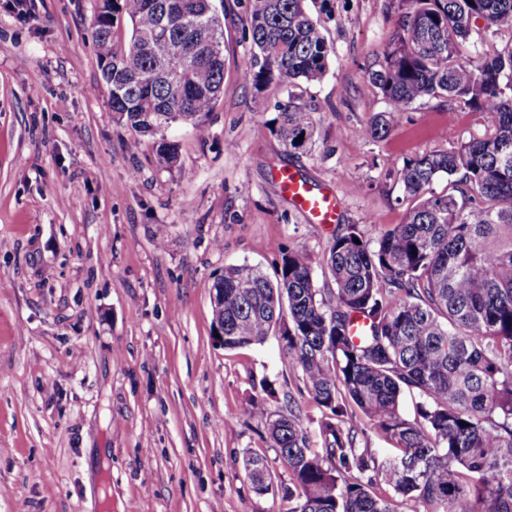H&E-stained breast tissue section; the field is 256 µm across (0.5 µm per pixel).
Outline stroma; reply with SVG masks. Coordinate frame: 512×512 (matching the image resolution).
Returning a JSON list of instances; mask_svg holds the SVG:
<instances>
[{"label": "stroma", "mask_w": 512, "mask_h": 512, "mask_svg": "<svg viewBox=\"0 0 512 512\" xmlns=\"http://www.w3.org/2000/svg\"><path fill=\"white\" fill-rule=\"evenodd\" d=\"M248 0L224 17V96L202 123L155 140L112 119L92 38L96 0H0V512H286L244 481L264 422L292 408L320 448L323 410L277 336L227 350L211 287L225 267L274 274L293 248L321 264L342 224L368 240L401 223L403 162L469 141L485 116L448 117L426 98L384 140L358 136L386 109L365 75L382 57L398 0H307L335 47L316 82L291 92L314 143L273 131L277 86L240 81ZM290 167L337 192L341 224H314L274 177ZM233 426H225V416Z\"/></svg>", "instance_id": "obj_1"}]
</instances>
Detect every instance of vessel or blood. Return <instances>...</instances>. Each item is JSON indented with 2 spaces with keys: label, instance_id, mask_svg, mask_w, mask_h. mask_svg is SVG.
Returning a JSON list of instances; mask_svg holds the SVG:
<instances>
[{
  "label": "vessel or blood",
  "instance_id": "obj_1",
  "mask_svg": "<svg viewBox=\"0 0 512 512\" xmlns=\"http://www.w3.org/2000/svg\"><path fill=\"white\" fill-rule=\"evenodd\" d=\"M281 192L296 209L316 224H335L341 216V200L337 193L315 187L307 178L291 168L276 173Z\"/></svg>",
  "mask_w": 512,
  "mask_h": 512
}]
</instances>
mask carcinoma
<instances>
[{"instance_id": "1", "label": "carcinoma", "mask_w": 512, "mask_h": 512, "mask_svg": "<svg viewBox=\"0 0 512 512\" xmlns=\"http://www.w3.org/2000/svg\"><path fill=\"white\" fill-rule=\"evenodd\" d=\"M306 2L249 0L243 85L260 92L325 75L335 48ZM402 2L382 61L367 72L388 108L358 134L387 137L426 97L486 115L484 133L397 169L405 220L373 244L354 225L336 234L324 255L327 293L301 248L273 278L232 265L212 285L224 348L277 334L328 411L317 451L292 409L271 414L253 402L275 457L247 451L241 469L256 495L283 494L286 512H397L398 502L404 512H512V0ZM126 23L122 46L113 35ZM92 36L109 61L102 76L117 122L143 136L178 123L204 133L200 116L224 96V20L207 0H97ZM277 108L285 148L306 149L313 113L289 94ZM156 155L172 167L177 146L162 138ZM440 178L448 188L436 194ZM406 392L411 418L400 412ZM368 427L396 450L383 464L357 446ZM277 465L289 475L282 489ZM382 483L390 494L376 492Z\"/></svg>"}]
</instances>
